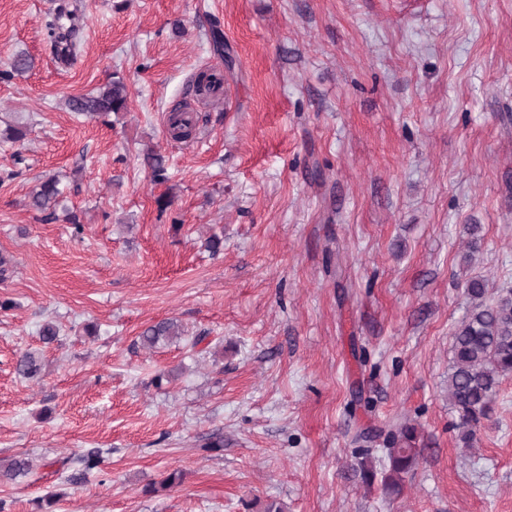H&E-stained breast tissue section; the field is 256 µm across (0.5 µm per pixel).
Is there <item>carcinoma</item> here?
Listing matches in <instances>:
<instances>
[{
    "label": "carcinoma",
    "mask_w": 512,
    "mask_h": 512,
    "mask_svg": "<svg viewBox=\"0 0 512 512\" xmlns=\"http://www.w3.org/2000/svg\"><path fill=\"white\" fill-rule=\"evenodd\" d=\"M128 89L123 79L114 76L89 95L67 99L69 111L90 120L106 118L127 109ZM63 195L59 181L47 177L30 194V206L44 214V220L56 219V207ZM469 302L466 316L453 333L452 363L448 369V405L458 418L457 429L463 447L470 448L483 419L496 400L502 381L512 376V289L491 295L484 279L470 280L465 288ZM182 335L179 325L164 321L145 329L141 344L152 348L158 343ZM18 372L34 378L41 371L36 352H26L17 361ZM417 428L402 425L390 433L388 465L382 472L384 490L401 491L405 475L414 471L422 456L416 447Z\"/></svg>",
    "instance_id": "1"
}]
</instances>
